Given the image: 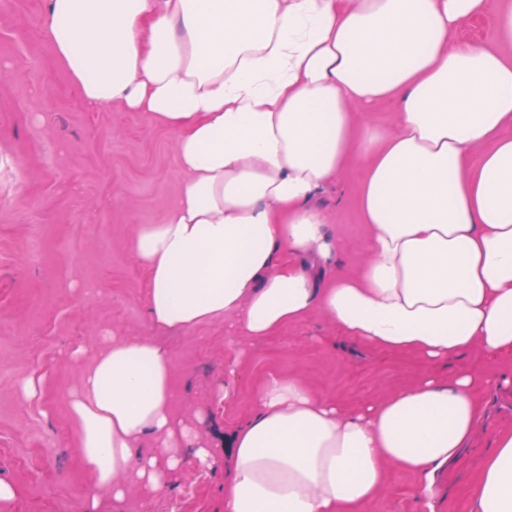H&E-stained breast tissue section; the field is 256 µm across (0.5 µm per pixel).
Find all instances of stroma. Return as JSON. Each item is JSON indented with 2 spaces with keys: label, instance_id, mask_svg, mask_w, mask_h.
Returning <instances> with one entry per match:
<instances>
[{
  "label": "stroma",
  "instance_id": "1",
  "mask_svg": "<svg viewBox=\"0 0 512 512\" xmlns=\"http://www.w3.org/2000/svg\"><path fill=\"white\" fill-rule=\"evenodd\" d=\"M45 0H0V480L16 485L7 512H80L92 482L69 412L78 369L113 337L150 339L147 275L131 241L158 223L182 180L174 133L144 112L90 110L41 38ZM362 168L322 185L312 203L348 269L368 258V230L354 204ZM175 370L176 416L212 448L217 463L188 466L160 492L130 490L125 512H224L227 437L253 412L273 374L301 378L321 399L353 413L431 372L477 377L486 416L468 448L436 472L428 497L417 476L388 472L385 490L361 512H472L470 488L496 436L512 431V359L475 348L437 365L341 336L322 314L253 341L219 320L162 337ZM46 378L40 401L20 382Z\"/></svg>",
  "mask_w": 512,
  "mask_h": 512
}]
</instances>
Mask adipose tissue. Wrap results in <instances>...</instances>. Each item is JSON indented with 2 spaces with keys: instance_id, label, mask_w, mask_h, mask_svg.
I'll use <instances>...</instances> for the list:
<instances>
[{
  "instance_id": "1",
  "label": "adipose tissue",
  "mask_w": 512,
  "mask_h": 512,
  "mask_svg": "<svg viewBox=\"0 0 512 512\" xmlns=\"http://www.w3.org/2000/svg\"><path fill=\"white\" fill-rule=\"evenodd\" d=\"M493 20L490 43L462 40ZM44 39L85 104L145 112L177 137L183 174L131 251L160 333L222 318L262 341L321 312L342 336L441 363L512 358V0H47ZM392 101V129L358 112ZM363 160L369 258L317 286L287 255L328 263L314 191ZM156 340L113 338L69 401L95 488L121 512L213 455L172 411ZM475 379L426 374L347 413L270 375L231 434L224 512H360L395 466L428 479L484 417ZM156 447L140 453L143 441ZM512 512V432L472 488Z\"/></svg>"
}]
</instances>
